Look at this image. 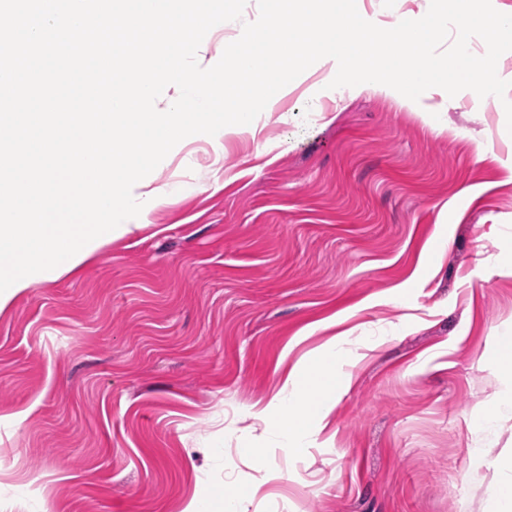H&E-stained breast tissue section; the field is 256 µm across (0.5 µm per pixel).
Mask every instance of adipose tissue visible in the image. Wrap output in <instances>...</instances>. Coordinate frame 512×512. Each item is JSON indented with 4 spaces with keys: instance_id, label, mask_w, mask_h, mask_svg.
<instances>
[{
    "instance_id": "obj_1",
    "label": "adipose tissue",
    "mask_w": 512,
    "mask_h": 512,
    "mask_svg": "<svg viewBox=\"0 0 512 512\" xmlns=\"http://www.w3.org/2000/svg\"><path fill=\"white\" fill-rule=\"evenodd\" d=\"M340 357V350L333 346L318 351L307 368L280 391L275 401L278 414L271 433L282 447H289L310 430L313 421L325 417L339 388L336 365Z\"/></svg>"
}]
</instances>
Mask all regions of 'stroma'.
Returning a JSON list of instances; mask_svg holds the SVG:
<instances>
[{
  "label": "stroma",
  "instance_id": "1",
  "mask_svg": "<svg viewBox=\"0 0 512 512\" xmlns=\"http://www.w3.org/2000/svg\"><path fill=\"white\" fill-rule=\"evenodd\" d=\"M327 67L177 144L140 230L0 315V512H486L512 485L505 109ZM339 334L349 388L280 447L255 411Z\"/></svg>",
  "mask_w": 512,
  "mask_h": 512
}]
</instances>
